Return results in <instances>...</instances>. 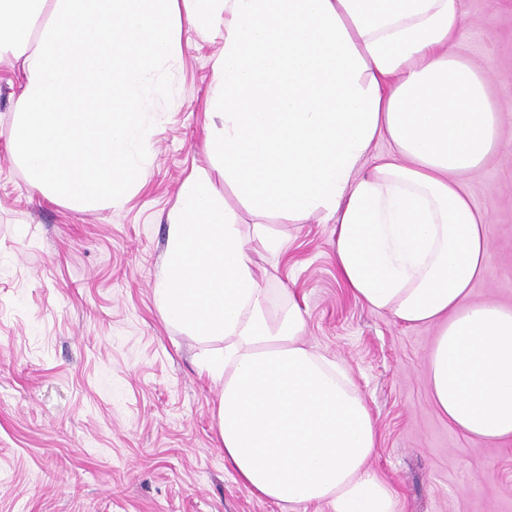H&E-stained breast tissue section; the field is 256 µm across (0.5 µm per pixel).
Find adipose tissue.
Returning <instances> with one entry per match:
<instances>
[{"label": "adipose tissue", "instance_id": "adipose-tissue-1", "mask_svg": "<svg viewBox=\"0 0 512 512\" xmlns=\"http://www.w3.org/2000/svg\"><path fill=\"white\" fill-rule=\"evenodd\" d=\"M462 0H0V57L23 74L11 154L31 186L77 210L123 206L147 158L140 114L189 25L219 34L205 105L212 171L182 183L168 216L155 303L164 321L218 343L224 459L282 507L397 512L369 467L371 412L348 371L306 347L295 301L269 308L223 179L265 215L335 227L353 296L409 326L433 325L432 402L464 434L512 439V309L469 303L491 269L488 220L466 178L499 144L481 72L454 47ZM388 141L391 152L373 157Z\"/></svg>", "mask_w": 512, "mask_h": 512}]
</instances>
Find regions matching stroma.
<instances>
[{
  "label": "stroma",
  "instance_id": "stroma-1",
  "mask_svg": "<svg viewBox=\"0 0 512 512\" xmlns=\"http://www.w3.org/2000/svg\"><path fill=\"white\" fill-rule=\"evenodd\" d=\"M456 53L478 67L503 142L467 177L489 221L490 274L472 300L512 307V0H463ZM182 54L145 115L150 157L122 207L73 210L32 187L9 152L21 76L0 61V512H282L237 482L200 373L210 345L167 325L155 302L167 215L209 168L204 105L222 42L181 30ZM280 257L250 244L270 305L295 298L304 340L343 364L369 406L370 461L398 512H512V440L471 438L434 407L435 327H407L343 285L333 225L271 219Z\"/></svg>",
  "mask_w": 512,
  "mask_h": 512
}]
</instances>
